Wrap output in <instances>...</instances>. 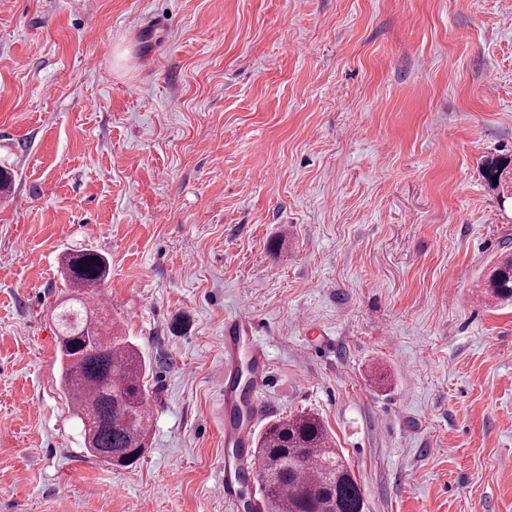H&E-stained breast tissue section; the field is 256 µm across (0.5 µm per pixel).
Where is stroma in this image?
Segmentation results:
<instances>
[{"instance_id":"stroma-1","label":"stroma","mask_w":512,"mask_h":512,"mask_svg":"<svg viewBox=\"0 0 512 512\" xmlns=\"http://www.w3.org/2000/svg\"><path fill=\"white\" fill-rule=\"evenodd\" d=\"M512 0H0V512H233L224 322L365 512H512ZM105 254L151 363L149 445L88 455L60 386L62 254ZM510 161L503 158H490L485 161L483 166L486 182L492 190H499V196L504 199L512 198V165L510 167ZM494 176H498L496 182H493ZM484 294L499 304L512 302V255L505 253L491 261L483 271Z\"/></svg>"}]
</instances>
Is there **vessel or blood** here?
Returning <instances> with one entry per match:
<instances>
[{"instance_id": "b4317fda", "label": "vessel or blood", "mask_w": 512, "mask_h": 512, "mask_svg": "<svg viewBox=\"0 0 512 512\" xmlns=\"http://www.w3.org/2000/svg\"><path fill=\"white\" fill-rule=\"evenodd\" d=\"M269 354L254 334V319L240 311L224 326V380L220 392L224 398V445L244 446L257 416V392L268 377ZM246 461H224L222 490L227 502L237 498V474Z\"/></svg>"}]
</instances>
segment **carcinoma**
Wrapping results in <instances>:
<instances>
[{"label": "carcinoma", "mask_w": 512, "mask_h": 512, "mask_svg": "<svg viewBox=\"0 0 512 512\" xmlns=\"http://www.w3.org/2000/svg\"><path fill=\"white\" fill-rule=\"evenodd\" d=\"M483 175L499 196H512V162L485 161ZM106 255L68 252L61 273L70 290L59 304L56 354L62 389L83 423L84 450L115 466H128L148 447L151 418L149 366L140 348L112 325L89 313L87 295L108 276ZM484 294L512 302V255L505 253L483 271ZM263 512H364L361 486L332 448L329 433L314 414L302 411L271 423L250 451Z\"/></svg>", "instance_id": "cac0c4a2"}]
</instances>
